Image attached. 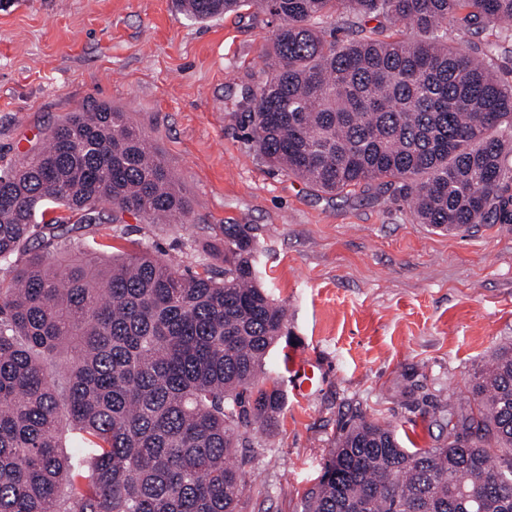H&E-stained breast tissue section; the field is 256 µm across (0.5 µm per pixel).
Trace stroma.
<instances>
[{
	"label": "stroma",
	"mask_w": 512,
	"mask_h": 512,
	"mask_svg": "<svg viewBox=\"0 0 512 512\" xmlns=\"http://www.w3.org/2000/svg\"><path fill=\"white\" fill-rule=\"evenodd\" d=\"M273 26L258 6L199 21L175 0H0V171L71 112H125L190 204L185 224H100L105 256L141 249L202 271L218 224H246L260 282L288 339L260 376L284 406L256 427L241 512H301L353 415L431 446L440 405L512 343V224L441 233L407 204L360 189L332 196L272 170L245 138L240 101L256 87ZM315 365L297 396L288 359Z\"/></svg>",
	"instance_id": "1"
}]
</instances>
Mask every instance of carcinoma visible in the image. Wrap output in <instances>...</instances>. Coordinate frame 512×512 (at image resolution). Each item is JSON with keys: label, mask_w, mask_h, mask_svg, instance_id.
Returning a JSON list of instances; mask_svg holds the SVG:
<instances>
[{"label": "carcinoma", "mask_w": 512, "mask_h": 512, "mask_svg": "<svg viewBox=\"0 0 512 512\" xmlns=\"http://www.w3.org/2000/svg\"><path fill=\"white\" fill-rule=\"evenodd\" d=\"M248 2L178 0L197 20ZM255 2L277 24L243 124L267 164L323 193L390 192L442 231L512 224V82L462 49L493 56L476 39L512 22V0ZM340 15L354 36L336 38ZM397 21L410 36L387 34ZM127 213L184 224L190 205L108 105L70 113L0 172V512H238L240 430L282 410L258 377L286 314L249 226L220 225L201 272L69 237ZM436 422L445 439L405 448L354 416L302 512H512V346Z\"/></svg>", "instance_id": "obj_1"}]
</instances>
